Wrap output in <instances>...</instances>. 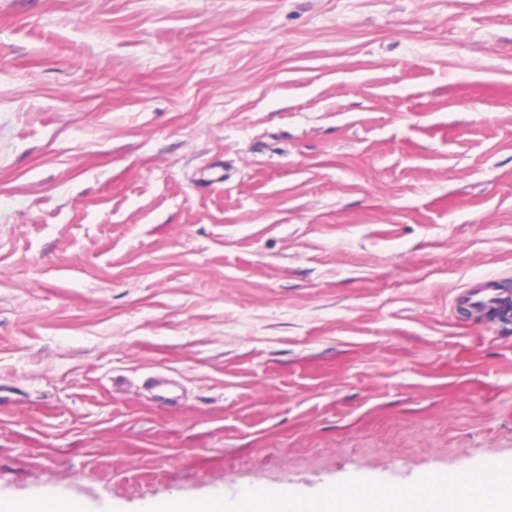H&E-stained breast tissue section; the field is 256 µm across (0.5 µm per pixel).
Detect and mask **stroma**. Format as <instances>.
Segmentation results:
<instances>
[{
    "label": "stroma",
    "instance_id": "35a3bbf8",
    "mask_svg": "<svg viewBox=\"0 0 512 512\" xmlns=\"http://www.w3.org/2000/svg\"><path fill=\"white\" fill-rule=\"evenodd\" d=\"M512 0H0V504L512 470ZM455 302L466 310L495 309L505 318L512 313V293H505L500 288L499 280L493 276L472 283L458 294Z\"/></svg>",
    "mask_w": 512,
    "mask_h": 512
}]
</instances>
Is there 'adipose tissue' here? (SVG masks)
Instances as JSON below:
<instances>
[{
  "label": "adipose tissue",
  "mask_w": 512,
  "mask_h": 512,
  "mask_svg": "<svg viewBox=\"0 0 512 512\" xmlns=\"http://www.w3.org/2000/svg\"><path fill=\"white\" fill-rule=\"evenodd\" d=\"M467 480L457 490L442 479L405 491L363 488L342 512H512V485L485 493L478 474H468Z\"/></svg>",
  "instance_id": "1"
}]
</instances>
